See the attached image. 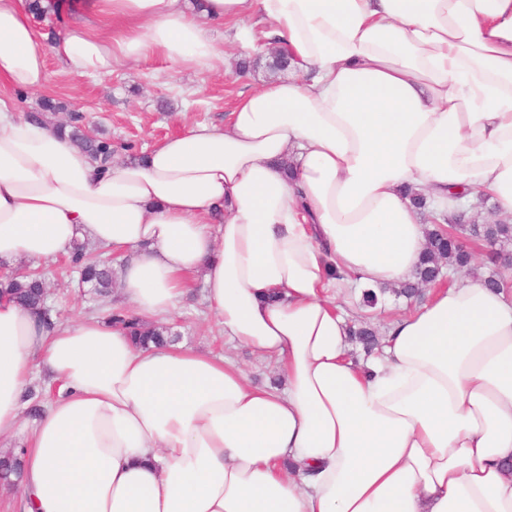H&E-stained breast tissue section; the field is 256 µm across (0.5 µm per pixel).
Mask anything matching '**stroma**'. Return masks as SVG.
<instances>
[{
  "label": "stroma",
  "mask_w": 512,
  "mask_h": 512,
  "mask_svg": "<svg viewBox=\"0 0 512 512\" xmlns=\"http://www.w3.org/2000/svg\"><path fill=\"white\" fill-rule=\"evenodd\" d=\"M80 6L73 0H55L54 11L34 20L35 32L45 46L60 38L65 25L80 21ZM232 25L216 31L224 42L226 61L213 70H186L159 57L116 65L111 75L88 78L63 69L55 56L47 58V79L38 91L0 85V98L22 117L41 112L49 97L58 105L57 119L79 114L88 130H106L114 148L113 163L132 161L160 139L180 132L190 123H218L227 118L239 94L255 90L273 79L265 62L241 70V50ZM49 282V302L58 322L87 315L106 316L121 304L120 294L98 301L65 272L60 262L43 265ZM171 325L183 344L233 359L249 382L266 385L278 372L272 358L228 342L210 313L202 278H195Z\"/></svg>",
  "instance_id": "35a3bbf8"
}]
</instances>
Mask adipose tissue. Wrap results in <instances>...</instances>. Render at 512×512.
Here are the masks:
<instances>
[{
  "instance_id": "1",
  "label": "adipose tissue",
  "mask_w": 512,
  "mask_h": 512,
  "mask_svg": "<svg viewBox=\"0 0 512 512\" xmlns=\"http://www.w3.org/2000/svg\"><path fill=\"white\" fill-rule=\"evenodd\" d=\"M20 2L0 0V80L37 90ZM256 11L290 77L144 160L100 170L0 100V263L97 243L148 323L202 275L225 336L283 379L0 299V436L33 378L59 385L26 433L27 512H512V295L454 281L359 361L335 303L413 280L415 194L512 218V0H94L54 53L81 76L150 56L205 70L213 26Z\"/></svg>"
}]
</instances>
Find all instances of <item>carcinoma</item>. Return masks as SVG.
I'll return each instance as SVG.
<instances>
[{
	"mask_svg": "<svg viewBox=\"0 0 512 512\" xmlns=\"http://www.w3.org/2000/svg\"><path fill=\"white\" fill-rule=\"evenodd\" d=\"M57 130L68 131V139L74 145L87 152L102 167L112 165V142L100 136L90 137L75 121L54 123ZM470 236L495 248L512 241V224H474L470 227ZM470 252L464 246H455L448 235V219L436 223L428 230L427 255L418 272V281L393 293L408 299L420 295L422 287L436 284L444 277L443 268L460 270L469 265ZM70 268L80 275L82 283L91 284L95 292L106 298L115 287L112 266L102 260L101 255L87 248L86 242H77L67 257ZM0 293L15 300L23 306L33 308L48 325H53L52 308L48 304L47 284L44 273L40 271L18 272L0 277ZM110 321L123 326L138 343L154 341L164 342V337L171 335L170 327L163 324H147L128 314L124 310L109 313ZM355 340L362 344L366 353L370 354L380 346L376 331L368 325L360 326L352 331ZM21 478V460L14 453L0 454V479L10 477Z\"/></svg>",
	"mask_w": 512,
	"mask_h": 512,
	"instance_id": "obj_1",
	"label": "carcinoma"
}]
</instances>
